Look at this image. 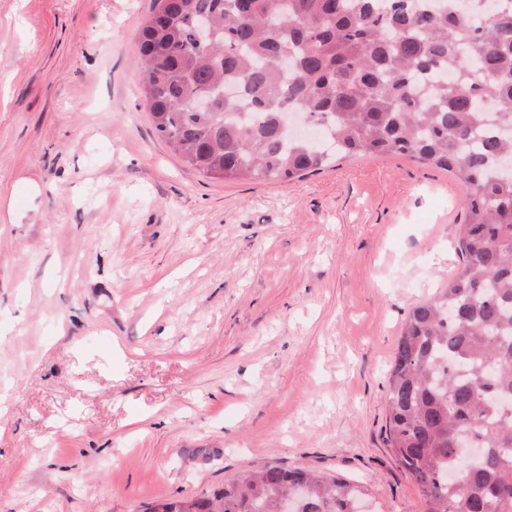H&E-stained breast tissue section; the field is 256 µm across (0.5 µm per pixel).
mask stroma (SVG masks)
Listing matches in <instances>:
<instances>
[{"mask_svg":"<svg viewBox=\"0 0 512 512\" xmlns=\"http://www.w3.org/2000/svg\"><path fill=\"white\" fill-rule=\"evenodd\" d=\"M153 0H0V512H145L266 463L424 512L385 438L463 187L403 154L218 180L159 139Z\"/></svg>","mask_w":512,"mask_h":512,"instance_id":"35a3bbf8","label":"stroma"}]
</instances>
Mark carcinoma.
<instances>
[{"instance_id": "obj_1", "label": "carcinoma", "mask_w": 512, "mask_h": 512, "mask_svg": "<svg viewBox=\"0 0 512 512\" xmlns=\"http://www.w3.org/2000/svg\"><path fill=\"white\" fill-rule=\"evenodd\" d=\"M459 3L154 0L136 53L157 136L210 178L290 180L398 153L460 181L462 265L405 319L385 441L426 512H512V176L497 166L512 157V0ZM285 112L322 142L285 138ZM301 483L296 512H356L366 499L347 480L265 464L168 508L275 512Z\"/></svg>"}]
</instances>
